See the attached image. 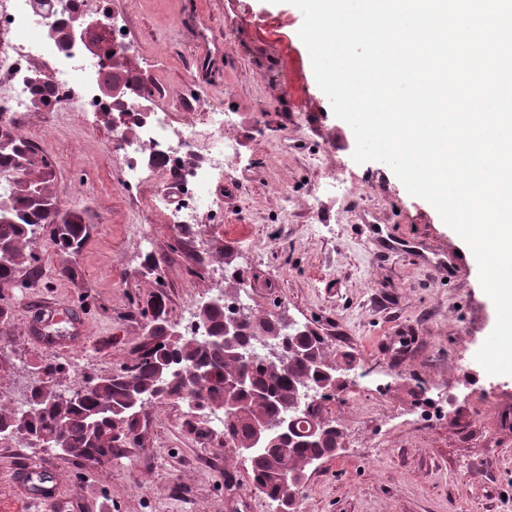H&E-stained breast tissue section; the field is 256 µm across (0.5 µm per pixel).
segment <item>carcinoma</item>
Returning <instances> with one entry per match:
<instances>
[{
  "label": "carcinoma",
  "mask_w": 512,
  "mask_h": 512,
  "mask_svg": "<svg viewBox=\"0 0 512 512\" xmlns=\"http://www.w3.org/2000/svg\"><path fill=\"white\" fill-rule=\"evenodd\" d=\"M0 178L7 187L0 193V282L13 279L19 272L32 275L35 266L33 254L24 252V246L43 234L56 250L75 255L83 248L89 227L84 224L82 211L77 207L59 208L51 191L54 180L52 164L40 148L7 129L0 128ZM147 331L148 343L138 352L134 364L117 373L95 379L72 394L46 388L57 366L41 368L46 379L39 386L29 387L27 404L8 414H0V426L20 419L31 409L28 425L35 437L60 436L70 450V458L95 464H110L126 451L136 421L126 418V412L140 394L161 386L165 392L158 398L173 396L183 402H193L198 411L211 415L223 414L224 445L244 448L252 441V422L263 416L278 421L301 394L304 385H317L314 366L304 355L308 345L316 346L321 361H327L322 337L311 329L302 334L286 325L278 317L268 314L257 316L247 311L241 321L239 346L246 350L258 337L281 342L294 348L287 354L288 367L274 366L257 359L243 362L234 355V349L215 341L224 328V304L220 303L198 313L208 327L205 336H181L171 341L167 335L163 305L157 301ZM170 361L173 375L161 379L155 369L158 358ZM208 370L211 377L198 385L181 386L178 374L189 372L196 366ZM244 371L250 377L256 395L247 397L224 390V375ZM122 418L121 434L114 433L115 418ZM332 431L316 446L298 428L294 447L259 448L255 466L251 467L252 482L270 501L281 495L278 472L298 464L310 455H330L341 447L342 432L336 420H329Z\"/></svg>",
  "instance_id": "obj_1"
}]
</instances>
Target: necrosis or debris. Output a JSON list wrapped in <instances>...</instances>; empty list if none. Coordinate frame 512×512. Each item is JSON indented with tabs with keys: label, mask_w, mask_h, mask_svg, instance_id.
<instances>
[{
	"label": "necrosis or debris",
	"mask_w": 512,
	"mask_h": 512,
	"mask_svg": "<svg viewBox=\"0 0 512 512\" xmlns=\"http://www.w3.org/2000/svg\"><path fill=\"white\" fill-rule=\"evenodd\" d=\"M73 14L96 17L101 28L63 49L46 30ZM123 28L110 0H0V105L7 106L13 120L28 112L44 113L55 122L66 116L82 119L123 111L109 151L120 164L124 189L151 182L168 185L175 195L172 221L187 229L218 207L214 186L225 168L240 161L241 140L226 135L232 120L219 109L199 113L194 124L178 126L163 106L152 105L145 114L139 99L128 100L121 109L101 95L105 69L89 57L96 50L129 65ZM38 63L45 66L52 88L45 105L27 81ZM126 76L133 84L141 80L139 70L130 65Z\"/></svg>",
	"instance_id": "obj_1"
}]
</instances>
